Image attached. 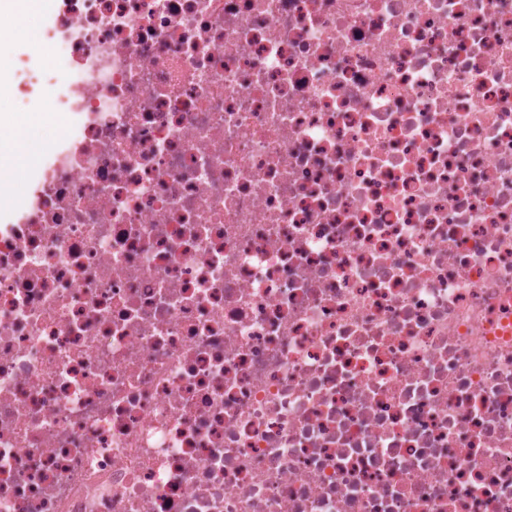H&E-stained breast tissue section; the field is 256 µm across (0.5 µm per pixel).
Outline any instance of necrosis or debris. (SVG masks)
I'll return each instance as SVG.
<instances>
[{"label": "necrosis or debris", "mask_w": 512, "mask_h": 512, "mask_svg": "<svg viewBox=\"0 0 512 512\" xmlns=\"http://www.w3.org/2000/svg\"><path fill=\"white\" fill-rule=\"evenodd\" d=\"M45 19L0 512H512V0Z\"/></svg>", "instance_id": "necrosis-or-debris-1"}]
</instances>
